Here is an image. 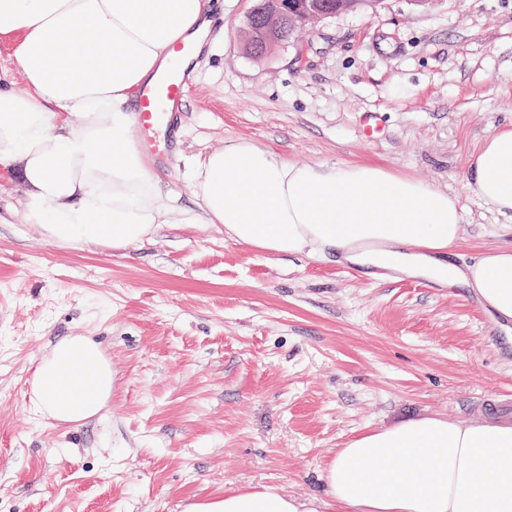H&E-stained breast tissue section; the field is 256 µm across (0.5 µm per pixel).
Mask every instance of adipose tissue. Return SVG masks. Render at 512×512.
<instances>
[{
    "mask_svg": "<svg viewBox=\"0 0 512 512\" xmlns=\"http://www.w3.org/2000/svg\"><path fill=\"white\" fill-rule=\"evenodd\" d=\"M210 24L204 0H0V42L24 76L0 85V167L20 168L27 223L71 248H123L174 219L269 255L332 252L372 271L389 257L401 273L466 285L512 322V249L457 267V200L383 167L290 162L239 140L189 164L193 207L164 195L133 135L131 93ZM469 174L485 204L512 214V126L484 140ZM31 383L35 413L78 426L110 400L112 366L69 336ZM321 479V498L228 488L190 512H512V423L406 416L338 449Z\"/></svg>",
    "mask_w": 512,
    "mask_h": 512,
    "instance_id": "adipose-tissue-1",
    "label": "adipose tissue"
}]
</instances>
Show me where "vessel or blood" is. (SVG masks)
<instances>
[{"label": "vessel or blood", "instance_id": "obj_1", "mask_svg": "<svg viewBox=\"0 0 512 512\" xmlns=\"http://www.w3.org/2000/svg\"><path fill=\"white\" fill-rule=\"evenodd\" d=\"M197 50L198 45L192 40L174 45L166 65L138 89L133 111L141 132L158 140H169L176 115L182 110L190 91L187 62Z\"/></svg>", "mask_w": 512, "mask_h": 512}]
</instances>
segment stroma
I'll use <instances>...</instances> for the list:
<instances>
[{"mask_svg":"<svg viewBox=\"0 0 512 512\" xmlns=\"http://www.w3.org/2000/svg\"><path fill=\"white\" fill-rule=\"evenodd\" d=\"M253 5L211 6L165 192L188 196L186 157L244 139L448 192L457 266L512 247V214L468 172L512 122V0H381L259 58L242 48ZM23 190L0 176V512H187L228 484L305 499L337 449L397 418L480 422L487 398L512 416V326L465 286L273 257L206 224L68 248L25 223ZM65 336L98 342L116 378L75 427L30 410L32 369Z\"/></svg>","mask_w":512,"mask_h":512,"instance_id":"stroma-1","label":"stroma"}]
</instances>
